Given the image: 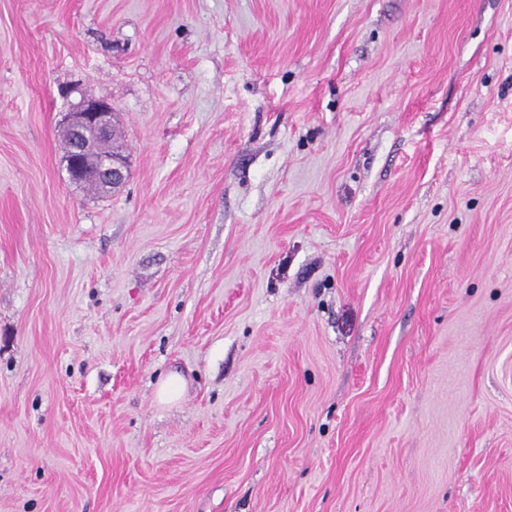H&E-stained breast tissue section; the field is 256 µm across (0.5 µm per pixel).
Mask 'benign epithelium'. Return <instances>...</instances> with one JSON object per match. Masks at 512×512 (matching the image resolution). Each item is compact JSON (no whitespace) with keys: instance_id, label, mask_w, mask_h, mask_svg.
Instances as JSON below:
<instances>
[{"instance_id":"obj_1","label":"benign epithelium","mask_w":512,"mask_h":512,"mask_svg":"<svg viewBox=\"0 0 512 512\" xmlns=\"http://www.w3.org/2000/svg\"><path fill=\"white\" fill-rule=\"evenodd\" d=\"M63 136L70 149L63 156L69 180L77 185L92 181L98 193L108 195L124 184L129 158L121 147L105 153L100 145L114 138L112 104L83 95L72 105L63 122Z\"/></svg>"}]
</instances>
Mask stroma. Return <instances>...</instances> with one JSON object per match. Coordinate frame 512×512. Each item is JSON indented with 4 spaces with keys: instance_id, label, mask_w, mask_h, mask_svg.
I'll return each instance as SVG.
<instances>
[{
    "instance_id": "1",
    "label": "stroma",
    "mask_w": 512,
    "mask_h": 512,
    "mask_svg": "<svg viewBox=\"0 0 512 512\" xmlns=\"http://www.w3.org/2000/svg\"><path fill=\"white\" fill-rule=\"evenodd\" d=\"M0 512H512V0H0ZM63 136L70 149L63 156L69 180L77 185L92 181L98 193L108 195L124 184L129 158L122 147L103 153L100 145L114 138L112 104L82 95L72 105L63 122Z\"/></svg>"
}]
</instances>
